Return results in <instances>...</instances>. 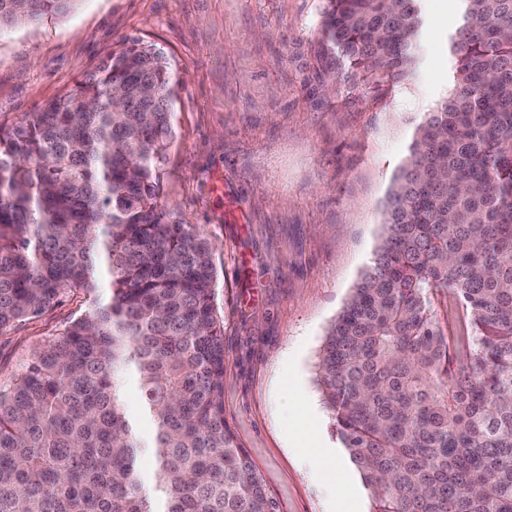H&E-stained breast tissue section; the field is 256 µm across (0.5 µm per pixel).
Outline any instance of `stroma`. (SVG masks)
<instances>
[{"label": "stroma", "mask_w": 512, "mask_h": 512, "mask_svg": "<svg viewBox=\"0 0 512 512\" xmlns=\"http://www.w3.org/2000/svg\"><path fill=\"white\" fill-rule=\"evenodd\" d=\"M323 0H80L68 15L0 32V126L94 73L126 41L176 74L174 142L160 202L216 244L224 419L278 512H333L291 425L339 468L349 512L373 502L333 433L317 384L325 334L384 233L382 206L415 127L448 89L458 9L427 0V59L385 96L316 57ZM63 303L0 332V384L91 305Z\"/></svg>", "instance_id": "obj_1"}]
</instances>
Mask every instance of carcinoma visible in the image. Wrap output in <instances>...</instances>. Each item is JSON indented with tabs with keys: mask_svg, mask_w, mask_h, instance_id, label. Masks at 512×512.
<instances>
[{
	"mask_svg": "<svg viewBox=\"0 0 512 512\" xmlns=\"http://www.w3.org/2000/svg\"><path fill=\"white\" fill-rule=\"evenodd\" d=\"M78 2L0 0V30ZM423 2L324 0L328 71L397 91L420 64ZM459 2L448 90L318 363L373 512H512V0ZM175 85L133 40L0 127V332L110 288L0 386V512H277L224 421L216 245L159 202ZM448 292L465 336L436 319Z\"/></svg>",
	"mask_w": 512,
	"mask_h": 512,
	"instance_id": "cac0c4a2",
	"label": "carcinoma"
}]
</instances>
